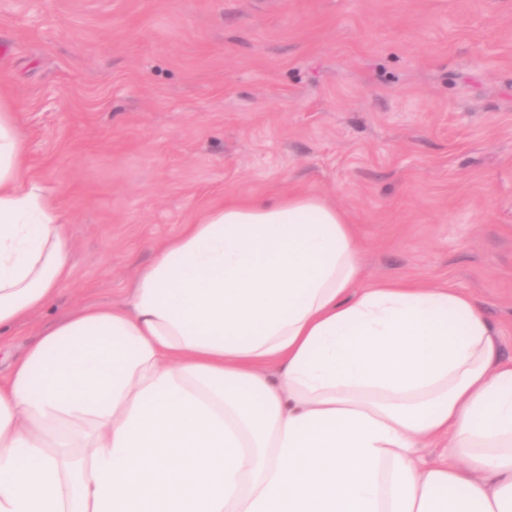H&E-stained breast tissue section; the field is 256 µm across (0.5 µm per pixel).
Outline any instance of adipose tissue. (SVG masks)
I'll return each mask as SVG.
<instances>
[{
	"mask_svg": "<svg viewBox=\"0 0 512 512\" xmlns=\"http://www.w3.org/2000/svg\"><path fill=\"white\" fill-rule=\"evenodd\" d=\"M26 165L1 76L0 337L73 275ZM0 512H512V363L473 296L365 281L326 199L231 194L0 381Z\"/></svg>",
	"mask_w": 512,
	"mask_h": 512,
	"instance_id": "1",
	"label": "adipose tissue"
}]
</instances>
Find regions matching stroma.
<instances>
[{
    "instance_id": "stroma-1",
    "label": "stroma",
    "mask_w": 512,
    "mask_h": 512,
    "mask_svg": "<svg viewBox=\"0 0 512 512\" xmlns=\"http://www.w3.org/2000/svg\"><path fill=\"white\" fill-rule=\"evenodd\" d=\"M0 74L73 266L0 379L203 209L291 188L347 212L367 279L473 295L512 360V0H0Z\"/></svg>"
}]
</instances>
